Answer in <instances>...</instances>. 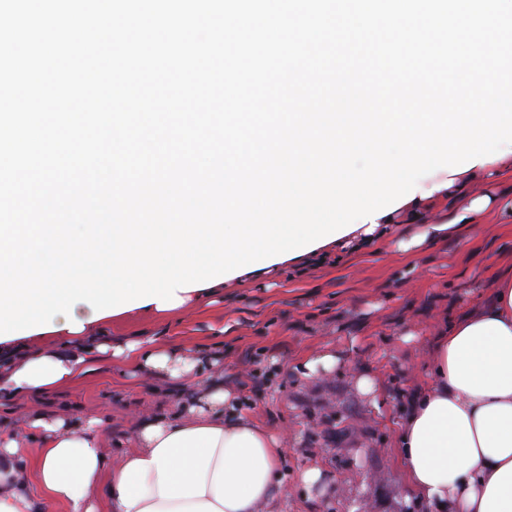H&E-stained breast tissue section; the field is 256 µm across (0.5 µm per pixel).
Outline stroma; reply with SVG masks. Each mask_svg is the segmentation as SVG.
<instances>
[{
    "instance_id": "35a3bbf8",
    "label": "stroma",
    "mask_w": 512,
    "mask_h": 512,
    "mask_svg": "<svg viewBox=\"0 0 512 512\" xmlns=\"http://www.w3.org/2000/svg\"><path fill=\"white\" fill-rule=\"evenodd\" d=\"M475 193L493 206L462 235L410 259L396 243L411 232L394 225L379 252L345 260L326 256L265 280L226 283L203 307L187 306L166 322L139 311L114 319L113 339L165 333L188 354L224 345V380L239 391L242 408L273 432H289L282 467L288 512H434L407 489L392 448L394 424L427 377L422 363L446 320L475 308L474 286L490 287L512 266V182L496 177ZM423 264L427 276L412 270ZM318 351L339 355L325 377H303L299 361ZM374 377L382 389L373 405L359 384ZM126 362L99 357L78 383L0 406L13 423L38 406L61 414L108 418L104 445L125 449L130 415L175 412L174 396ZM325 472V485L307 487L298 472L308 460Z\"/></svg>"
}]
</instances>
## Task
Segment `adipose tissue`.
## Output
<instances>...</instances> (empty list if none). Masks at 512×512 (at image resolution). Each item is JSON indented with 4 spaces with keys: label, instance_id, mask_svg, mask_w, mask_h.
<instances>
[{
    "label": "adipose tissue",
    "instance_id": "1",
    "mask_svg": "<svg viewBox=\"0 0 512 512\" xmlns=\"http://www.w3.org/2000/svg\"><path fill=\"white\" fill-rule=\"evenodd\" d=\"M498 162L466 172H437L413 200L378 218L373 232L358 228L335 240L358 249L384 237L392 224L418 225L399 250L408 257L464 231L490 209L488 196H470ZM467 198L440 212L441 201ZM76 320L94 329L72 333L55 316L56 340L14 338L0 346V395L35 399L69 386L88 370L90 353L129 358L147 377L184 395L177 412L133 422L130 448L110 463L99 417L27 413L33 459L10 430L0 429V512H282L284 440L251 415L236 411L238 394L220 375L204 374L220 353L186 356L156 337L113 342L111 317L94 318L84 303ZM428 380L400 420L395 454L411 494L440 512H512V267L492 283L490 299L451 319L426 358ZM107 486L108 498L99 495Z\"/></svg>",
    "mask_w": 512,
    "mask_h": 512
}]
</instances>
